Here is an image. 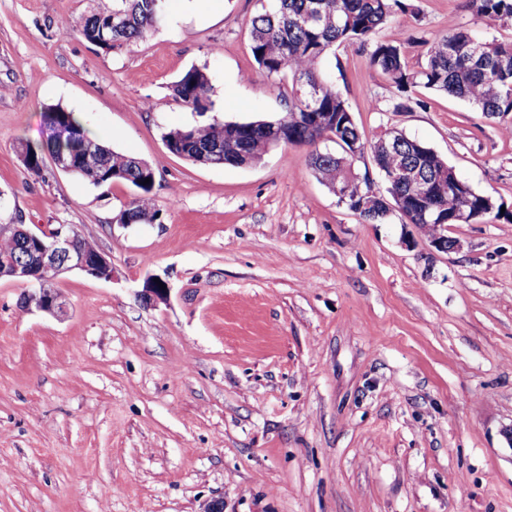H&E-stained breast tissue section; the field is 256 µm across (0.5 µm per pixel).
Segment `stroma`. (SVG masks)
<instances>
[{
  "mask_svg": "<svg viewBox=\"0 0 512 512\" xmlns=\"http://www.w3.org/2000/svg\"><path fill=\"white\" fill-rule=\"evenodd\" d=\"M380 36L411 65L465 28L511 40L465 0H408ZM91 0H0V224H73L111 280L56 286L67 314L20 305L0 280V512H512V221L452 224L437 251L392 214L367 224L279 145L250 167L195 165L162 135L274 120L285 89L250 52L261 0H169L122 50L64 31ZM210 112L173 100L190 67ZM365 138L395 127L512 211V136L466 101L394 90L359 44L322 62ZM155 170V224L113 218L132 186L95 188L21 141L45 109ZM169 294L138 293L149 276Z\"/></svg>",
  "mask_w": 512,
  "mask_h": 512,
  "instance_id": "1",
  "label": "stroma"
}]
</instances>
